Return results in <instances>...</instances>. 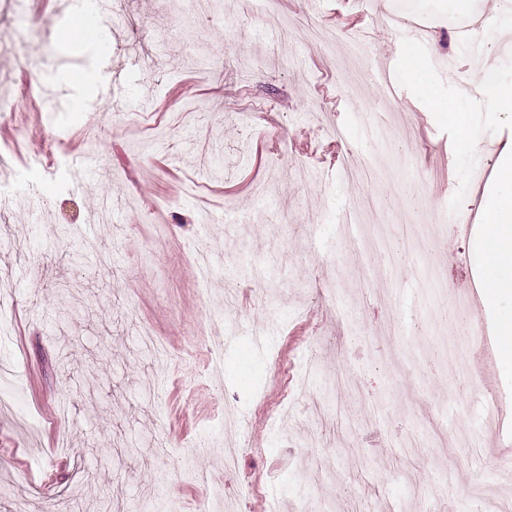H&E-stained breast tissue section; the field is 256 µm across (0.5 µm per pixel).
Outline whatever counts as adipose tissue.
<instances>
[{"mask_svg": "<svg viewBox=\"0 0 512 512\" xmlns=\"http://www.w3.org/2000/svg\"><path fill=\"white\" fill-rule=\"evenodd\" d=\"M497 187L484 210L486 249L483 278L489 293L504 285L506 273H512V157L503 158L497 167Z\"/></svg>", "mask_w": 512, "mask_h": 512, "instance_id": "obj_1", "label": "adipose tissue"}]
</instances>
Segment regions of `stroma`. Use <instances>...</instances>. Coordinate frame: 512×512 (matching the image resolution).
<instances>
[{
	"label": "stroma",
	"mask_w": 512,
	"mask_h": 512,
	"mask_svg": "<svg viewBox=\"0 0 512 512\" xmlns=\"http://www.w3.org/2000/svg\"><path fill=\"white\" fill-rule=\"evenodd\" d=\"M371 3L429 28L418 50L373 30L365 56L394 62L391 96L355 68L338 0L268 10L228 0L208 25L187 0H112L96 38L79 42L70 29L94 14L84 0H21L0 13V82L40 95L33 110L0 94V151L14 161L0 178V302L12 320L0 365L16 366L17 410L31 420L0 417V512L23 499L38 512H98L101 498L116 512H198L202 474L238 512H264L273 493L322 512H469L470 485L496 480L497 456L512 453V374L501 364L512 291L486 300L483 225L469 208L496 189L471 171L512 154V114L459 99L472 115L460 142L404 72L415 64L445 97L448 61L464 66L476 49L494 81L512 83V35L494 26L473 44L456 37L498 0ZM92 71L113 78L102 108ZM63 85L77 103L57 112L46 90ZM361 112L395 115L385 141H363ZM49 139L59 152L44 154ZM82 152L93 167L76 188L67 168ZM352 152L370 157L367 179L346 178ZM363 196L398 228L389 257L339 238L338 214ZM451 210L466 238L445 223ZM200 242L219 262L204 283L192 260ZM424 265L450 294L426 288ZM269 322L274 335L251 348L247 330ZM144 323L168 359L138 346ZM210 339L218 385L207 360L180 356ZM278 360L304 374L303 393L282 389ZM488 388L491 427L479 418ZM285 402L297 416L282 424L268 411ZM228 406L244 444L230 473L210 450ZM448 406L440 448L425 430Z\"/></svg>",
	"instance_id": "obj_1"
}]
</instances>
